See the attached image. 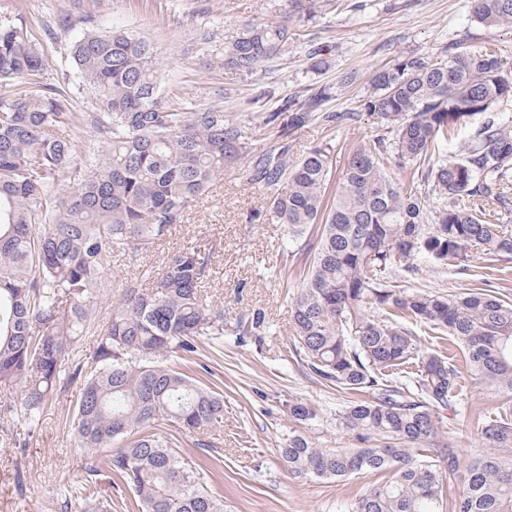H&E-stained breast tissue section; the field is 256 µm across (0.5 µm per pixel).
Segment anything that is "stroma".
<instances>
[{
    "label": "stroma",
    "mask_w": 512,
    "mask_h": 512,
    "mask_svg": "<svg viewBox=\"0 0 512 512\" xmlns=\"http://www.w3.org/2000/svg\"><path fill=\"white\" fill-rule=\"evenodd\" d=\"M3 13L21 15L44 45V80L55 85L62 82L73 28H92L108 18L114 27L137 30L152 43L165 92L210 101L216 90H225V112L245 124L256 120L246 102L259 89L280 98L303 93L313 84L331 86L328 111H353L356 119L331 126L312 121L293 136L288 159L298 161L313 147L331 142L336 148L330 181L334 191L349 153L376 133L375 118L357 111L356 102L378 68L411 54L444 58L457 42L496 53L512 77V27L484 29L472 17L471 0H315L308 17L298 12L295 0H0ZM281 20L299 29L301 37L254 75L206 67L195 39L198 29L210 30L220 44L245 25ZM313 41L328 50V66L319 73L311 71L308 60ZM271 194L270 188L250 183L246 163H239L165 240L136 256L108 253L104 291L91 304L92 322L75 355L89 361L127 279L136 277L151 286L169 253L214 244L216 258L204 288L209 300L223 306L228 324L259 310L267 327L258 334L197 343L190 372L224 397V423L212 447H205L204 436L165 420L152 430L167 437L189 464L209 462L212 475L206 484L223 498L225 512H344L369 485L384 481V474L302 478L280 455L292 435L320 448H353L357 442L336 423L338 410L353 400V393L327 384L295 356L291 303L309 261L300 245L289 244L287 225L265 216ZM257 211L261 220L251 221ZM393 278L409 289L442 294L490 289L512 297V255L493 261L476 258L464 268L421 259L410 270L396 268ZM411 330L420 349L447 353L459 371L456 393L440 413L441 442L457 448L464 462L486 454L481 428L512 419V399L475 383L452 336L424 325ZM79 389L76 382L61 385L34 428L20 414H0V512H89L73 497L96 458L92 450L78 446L70 428ZM296 403L312 409L315 419L295 422L289 409Z\"/></svg>",
    "instance_id": "obj_1"
}]
</instances>
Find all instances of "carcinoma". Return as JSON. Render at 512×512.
<instances>
[{
    "label": "carcinoma",
    "instance_id": "1",
    "mask_svg": "<svg viewBox=\"0 0 512 512\" xmlns=\"http://www.w3.org/2000/svg\"><path fill=\"white\" fill-rule=\"evenodd\" d=\"M486 29L512 26V0H473ZM300 38L283 20L247 26L209 52L211 65L254 74ZM326 50L311 44V68L326 67ZM78 86L94 92L102 111H71L70 99L44 82L43 45L18 16H0V388L21 385L19 410L35 426L62 380H80L71 426L80 447L123 448L107 472L133 493L137 512H224L204 486L203 471L181 460L169 441L146 433L158 418L188 433L224 419L223 396L191 374L160 362L165 353L196 352L198 339L218 340L265 317L224 326V309L203 298L213 249L189 246L167 257L149 288L129 280L99 335L92 361L73 350L90 325L91 299L103 288L112 250L137 254L163 240L242 159L250 181L274 189L268 212L299 244L322 226L291 312L294 349L320 379L341 391L368 392L336 413L361 448H317L288 437L281 457L299 476L343 479L393 472L346 512H440L446 475L458 451L438 443L439 410L454 397L452 358L419 352L410 318L448 332L465 349L469 371L484 388L512 397V300L483 289L442 295L409 290L390 270L426 258L465 266L473 253L512 254V232L499 224L512 210V129L488 119L460 153L429 152L478 114L512 101L501 60L481 49L456 48L432 62L404 56L375 72L359 110L376 116L379 134L348 155L340 189L327 200L334 146L322 143L288 163V140L312 120L341 123L352 112H327V88L267 106L248 105L261 121L243 124L224 112V91L210 102L167 97L145 37L103 26L79 30L71 42ZM92 126L103 149L75 161L73 132ZM274 133L279 147L251 154L254 138ZM411 168L407 186L392 168ZM77 176L63 193L59 176ZM440 205L428 208L422 185ZM491 448L512 449V421L482 430ZM382 447H372V442ZM453 512H512V454H488L467 466Z\"/></svg>",
    "mask_w": 512,
    "mask_h": 512
}]
</instances>
